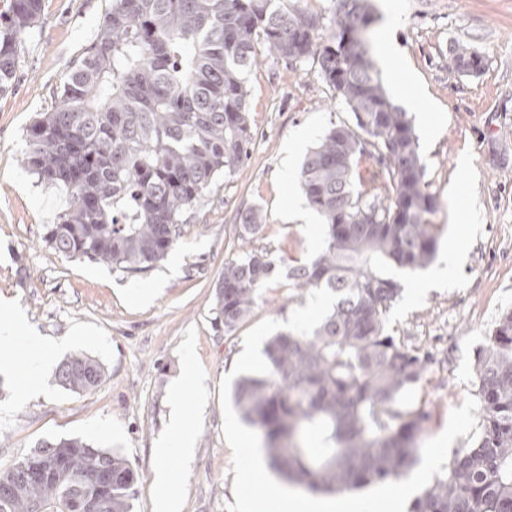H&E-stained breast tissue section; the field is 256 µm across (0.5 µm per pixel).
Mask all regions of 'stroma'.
<instances>
[{
	"label": "stroma",
	"mask_w": 512,
	"mask_h": 512,
	"mask_svg": "<svg viewBox=\"0 0 512 512\" xmlns=\"http://www.w3.org/2000/svg\"><path fill=\"white\" fill-rule=\"evenodd\" d=\"M375 21L369 48L386 36L385 6L399 19L401 58L397 71L381 70L393 103L407 108L397 74L416 82L437 127L412 113L426 190L437 201L439 256L431 268L401 274L404 289L447 267L448 279L414 302L397 299L387 314L389 333L430 353L426 379L408 404L430 412L422 440L445 429L452 409L474 392L476 355L501 312L512 308V0H372ZM112 0H44L41 22L23 49L13 89L0 96V298L57 350L32 395H24V370L0 369V469L10 467L40 441L79 437L122 454L140 481L133 512H154L153 448L173 406L195 420L197 445L191 461L172 456V490L181 512H224L234 503L232 451L222 430L219 384L242 351L244 334L264 319L287 320L295 309L288 283H267L250 316L232 335L213 324L214 287L224 261L239 246V211L261 207L267 222L258 240L274 257L315 254L324 226L313 211L288 222L283 211L301 197L300 163L286 165L284 147L303 138L305 147L331 123L351 122L318 73L316 60L288 64L265 55L249 75L254 141L249 158L219 178L191 209L183 237L168 257L130 276L103 263L62 256L49 249L47 225L56 223L69 199L38 182L21 160L25 130L36 113L54 102L71 60L93 40ZM464 43L485 60L476 75L451 63V49ZM469 158L460 170V155ZM458 223L466 240L452 265L448 228ZM152 285V302L139 303L138 287ZM96 357L106 368L94 390L76 394L55 378L72 353ZM191 355L206 393L171 391L184 355Z\"/></svg>",
	"instance_id": "35a3bbf8"
}]
</instances>
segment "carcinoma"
I'll use <instances>...</instances> for the list:
<instances>
[{"label":"carcinoma","instance_id":"obj_1","mask_svg":"<svg viewBox=\"0 0 512 512\" xmlns=\"http://www.w3.org/2000/svg\"><path fill=\"white\" fill-rule=\"evenodd\" d=\"M331 34L318 15L289 0H112L90 44L70 65L54 107L26 129L23 165L38 181L63 184L69 207L45 242L65 257L127 274L152 268L184 234L185 214L253 144L248 75L263 53L293 64L318 58L323 81L353 116L333 124L306 154L300 184L324 224L309 258L274 261L253 245L266 223L240 212L246 245L224 260L214 322L230 335L260 291L284 272L293 298L327 288L339 295L309 336L280 332L264 349L270 374L241 377L234 400L261 433L272 467L315 492H337L408 473L427 411L404 403L422 385L431 356L386 329L401 295L389 267L412 272L435 258V198L408 113L391 100L369 50L349 37L369 0H334ZM43 0H10L0 13V95L12 89L23 46ZM460 71L483 58L452 49ZM374 159L390 186L365 189L357 166ZM55 377L84 393L105 377L83 352ZM475 387L481 431L414 503L412 512H512V310L479 350ZM319 428V446L305 435ZM48 471L29 474L33 465ZM139 476L121 454L79 438L45 440L0 471V512H132Z\"/></svg>","mask_w":512,"mask_h":512}]
</instances>
